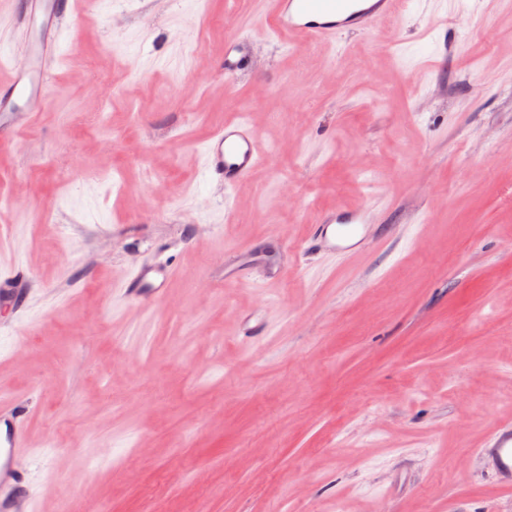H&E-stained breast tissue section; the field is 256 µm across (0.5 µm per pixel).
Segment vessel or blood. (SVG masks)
Returning a JSON list of instances; mask_svg holds the SVG:
<instances>
[{
    "label": "vessel or blood",
    "mask_w": 512,
    "mask_h": 512,
    "mask_svg": "<svg viewBox=\"0 0 512 512\" xmlns=\"http://www.w3.org/2000/svg\"><path fill=\"white\" fill-rule=\"evenodd\" d=\"M395 0H272L266 18L271 32L303 35L314 41H331L351 28L371 30L393 12ZM20 25L38 22L42 42L34 66L14 69L11 80L0 84V144H8L18 117L33 121L34 112L48 89L46 60L56 56V38L63 28L75 25V0H24ZM247 59L235 41H227L221 69L225 78L241 74ZM260 138L248 120L229 122L213 132L205 146V170L225 187L245 181L261 163ZM365 209H339L322 216L309 238L313 250L356 251L367 242ZM172 275L169 265L141 266L127 280L130 300L150 303L160 299ZM31 283L29 272L15 267L0 278V296H10ZM25 411L11 402H0V512H23L28 480L17 465L24 449L22 424ZM483 454L504 487L512 486V424L499 426Z\"/></svg>",
    "instance_id": "1"
}]
</instances>
